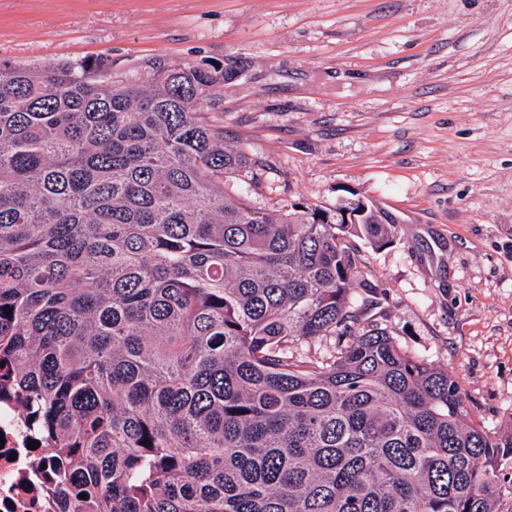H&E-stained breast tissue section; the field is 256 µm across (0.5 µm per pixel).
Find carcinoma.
I'll return each mask as SVG.
<instances>
[{
  "label": "carcinoma",
  "mask_w": 512,
  "mask_h": 512,
  "mask_svg": "<svg viewBox=\"0 0 512 512\" xmlns=\"http://www.w3.org/2000/svg\"><path fill=\"white\" fill-rule=\"evenodd\" d=\"M147 68L0 65V397L60 512H512V424L356 304L395 226L227 194L264 167L198 111L228 69Z\"/></svg>",
  "instance_id": "carcinoma-1"
}]
</instances>
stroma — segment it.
I'll return each mask as SVG.
<instances>
[{"instance_id": "35a3bbf8", "label": "stroma", "mask_w": 512, "mask_h": 512, "mask_svg": "<svg viewBox=\"0 0 512 512\" xmlns=\"http://www.w3.org/2000/svg\"><path fill=\"white\" fill-rule=\"evenodd\" d=\"M100 56L119 86L232 67L207 109L264 167L227 190L387 214L392 244L356 243L381 322L512 422V0H0V63Z\"/></svg>"}]
</instances>
